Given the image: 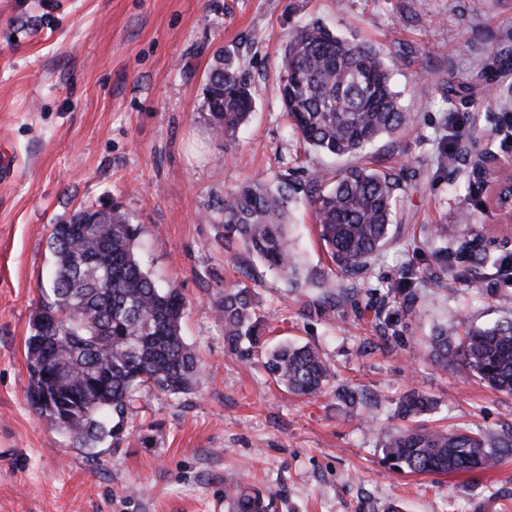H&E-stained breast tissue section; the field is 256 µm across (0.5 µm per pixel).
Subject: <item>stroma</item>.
I'll list each match as a JSON object with an SVG mask.
<instances>
[{"mask_svg":"<svg viewBox=\"0 0 512 512\" xmlns=\"http://www.w3.org/2000/svg\"><path fill=\"white\" fill-rule=\"evenodd\" d=\"M315 20L395 61L394 87L415 119L413 132L364 152L401 169L406 194L401 231L363 290L385 292L405 268L429 267L425 224L512 252L493 186L468 161L512 158L500 129L512 74L496 94L488 80L495 54L512 56V0H0V150L17 161L0 180V512H228L229 480L278 489L277 512H512V458L480 474L398 471L374 434L401 426L397 404L413 389L437 403L426 424L512 431V396L435 365L426 344L439 324L511 319L502 299L512 285L490 274L463 288L424 283L402 335L386 342L369 306L308 310L316 289L294 291L255 267L266 339L312 344L335 373L315 399L285 392L224 343L217 311L239 275L218 211L225 195L349 163L305 148L277 92L290 36ZM221 53L255 95L230 139L212 132L203 107ZM446 149L465 158L452 174L438 164ZM112 203L145 225V268L184 294L200 373L187 393L144 389L121 443L78 448L27 398L25 341L53 274L52 224ZM464 210L474 223H459ZM288 231L305 269H328L305 199ZM344 388L363 400L346 406Z\"/></svg>","mask_w":512,"mask_h":512,"instance_id":"35a3bbf8","label":"stroma"}]
</instances>
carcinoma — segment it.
<instances>
[{
    "instance_id": "cac0c4a2",
    "label": "carcinoma",
    "mask_w": 512,
    "mask_h": 512,
    "mask_svg": "<svg viewBox=\"0 0 512 512\" xmlns=\"http://www.w3.org/2000/svg\"><path fill=\"white\" fill-rule=\"evenodd\" d=\"M280 70L278 94L284 110L302 142L315 151L355 155L383 136L413 128L383 57L317 21L289 38ZM253 101L232 59L218 57L206 84L212 129L233 137L248 120ZM300 192L312 207L328 260L343 278L358 283L368 277L372 258L398 229L400 178L374 164L349 166L331 178L316 174L301 188L286 175L273 184L253 179L226 194L219 208L224 242L240 244L250 260L294 288L319 289L314 309L355 308L358 291L326 290V276L319 271L300 276L287 231L290 207ZM145 233V226L133 223L118 205L82 206L51 226L54 277L49 290L42 291L25 344L27 395L36 412L79 448H93L106 436L122 439L127 420L139 409L142 388L183 393L199 371V359L183 336V293L174 285L160 286L138 255ZM425 244L434 278L453 284L512 263L509 257L472 249L468 265L460 268L459 254L469 244L448 247L446 224L430 225ZM240 271L243 278L225 286L219 307L228 350L243 363H261L273 382L291 394H322L331 377L329 365L309 344L270 346L262 341L263 316L253 287L244 282L253 274L246 266ZM419 285L420 277L408 267L370 305L384 339L402 332V320L415 310ZM391 297L394 309L388 306ZM47 316L56 320L52 332L42 324ZM430 347L437 364L512 395V320L489 328L460 320L438 328ZM435 408V400L412 390L400 400L398 417L405 421ZM380 434L386 458L414 473L484 472L512 456V437L495 439L470 429L450 432L415 424ZM225 497L230 512H274L278 492L231 483Z\"/></svg>"
}]
</instances>
